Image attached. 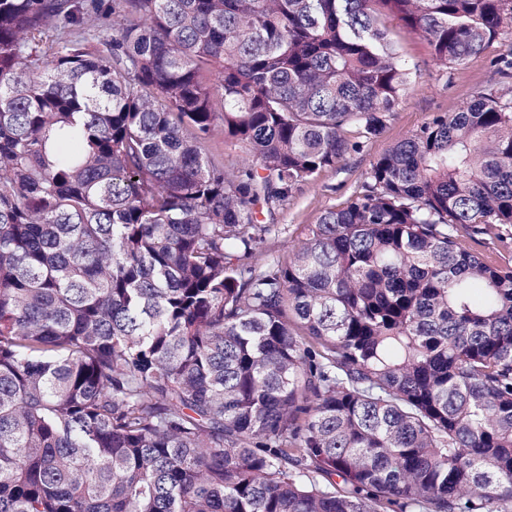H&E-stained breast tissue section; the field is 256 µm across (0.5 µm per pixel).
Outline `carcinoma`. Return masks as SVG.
Here are the masks:
<instances>
[{
    "instance_id": "cac0c4a2",
    "label": "carcinoma",
    "mask_w": 512,
    "mask_h": 512,
    "mask_svg": "<svg viewBox=\"0 0 512 512\" xmlns=\"http://www.w3.org/2000/svg\"><path fill=\"white\" fill-rule=\"evenodd\" d=\"M94 15L0 0V512H512V267L461 243L512 237L511 100L249 262L404 97L383 19L457 66L512 0H112L103 50ZM245 148L235 140L224 137V123L216 120L209 138L205 143L207 156L215 163H227L228 160L238 159L245 154Z\"/></svg>"
}]
</instances>
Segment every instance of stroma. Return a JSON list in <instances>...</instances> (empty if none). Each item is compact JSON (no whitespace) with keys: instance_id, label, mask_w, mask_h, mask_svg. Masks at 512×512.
<instances>
[{"instance_id":"stroma-1","label":"stroma","mask_w":512,"mask_h":512,"mask_svg":"<svg viewBox=\"0 0 512 512\" xmlns=\"http://www.w3.org/2000/svg\"><path fill=\"white\" fill-rule=\"evenodd\" d=\"M386 24L399 56L413 71L405 96L381 135L292 193L277 212L271 234L253 256L256 265L272 257L287 261L304 227L316 223L327 209L343 206L364 181L371 161L418 131L434 113L458 111L474 95L488 90L512 97V79H503L492 64L496 56L512 50L511 29L486 53L445 68L437 64L424 37L406 32L396 19H387Z\"/></svg>"}]
</instances>
